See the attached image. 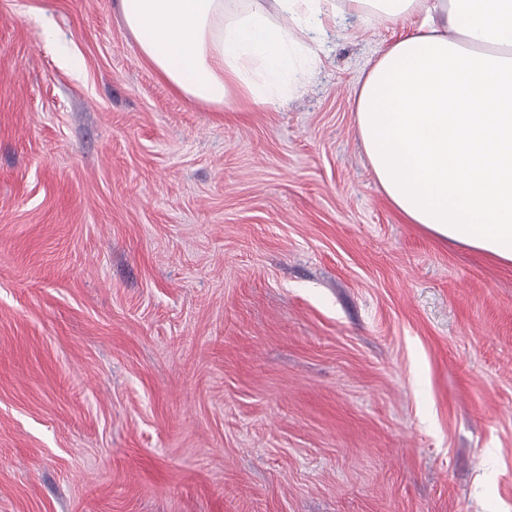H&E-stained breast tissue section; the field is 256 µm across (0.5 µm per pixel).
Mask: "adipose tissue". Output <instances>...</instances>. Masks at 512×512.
Masks as SVG:
<instances>
[{
  "instance_id": "1",
  "label": "adipose tissue",
  "mask_w": 512,
  "mask_h": 512,
  "mask_svg": "<svg viewBox=\"0 0 512 512\" xmlns=\"http://www.w3.org/2000/svg\"><path fill=\"white\" fill-rule=\"evenodd\" d=\"M417 17L362 83L357 126L378 184L409 223L512 263V0H350ZM141 56L187 98L274 107L316 57L310 19L335 0H119Z\"/></svg>"
}]
</instances>
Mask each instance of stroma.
Returning <instances> with one entry per match:
<instances>
[{
  "label": "stroma",
  "instance_id": "35a3bbf8",
  "mask_svg": "<svg viewBox=\"0 0 512 512\" xmlns=\"http://www.w3.org/2000/svg\"><path fill=\"white\" fill-rule=\"evenodd\" d=\"M414 28L340 0L234 110L117 0H0V512H512V265L407 223L357 130Z\"/></svg>",
  "mask_w": 512,
  "mask_h": 512
}]
</instances>
